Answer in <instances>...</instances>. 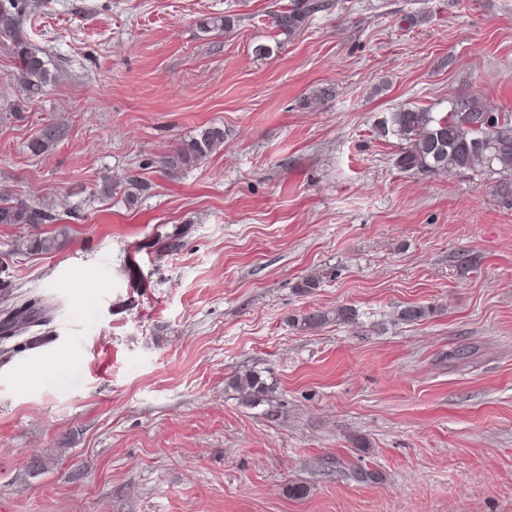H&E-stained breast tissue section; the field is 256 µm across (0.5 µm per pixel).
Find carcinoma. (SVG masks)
Returning <instances> with one entry per match:
<instances>
[{
    "mask_svg": "<svg viewBox=\"0 0 512 512\" xmlns=\"http://www.w3.org/2000/svg\"><path fill=\"white\" fill-rule=\"evenodd\" d=\"M40 8L36 0H0V36L4 46H12L17 59V80L26 93L39 95L52 80L45 53L31 46L27 25ZM322 8L320 0H292L272 11L274 28L285 36H293L306 20ZM383 130L403 142L396 160L405 172L443 173L488 169L500 175L497 189L505 198H512V116L486 111L479 98L460 104L452 112L438 116L427 108L403 107L390 113ZM224 147V128L209 126L197 135L182 141L161 158L166 173L174 176L197 166ZM57 214L37 205L0 200V224H50ZM65 229L53 236H35L22 243L34 253L55 251L64 244ZM433 312L423 305H409L398 314L406 323H418ZM356 312L338 306L329 312L314 311L301 316V323L316 329L329 321L355 323ZM46 323L44 309L25 301L4 312L0 335L9 338L34 326ZM233 390L246 405L269 402L273 388L261 375L245 370L231 380Z\"/></svg>",
    "mask_w": 512,
    "mask_h": 512,
    "instance_id": "obj_1",
    "label": "carcinoma"
}]
</instances>
